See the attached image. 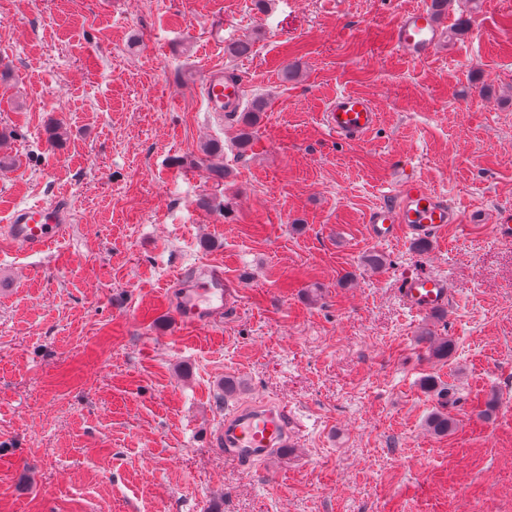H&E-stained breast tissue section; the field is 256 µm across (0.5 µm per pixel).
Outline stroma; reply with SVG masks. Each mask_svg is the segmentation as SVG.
<instances>
[{
	"mask_svg": "<svg viewBox=\"0 0 512 512\" xmlns=\"http://www.w3.org/2000/svg\"><path fill=\"white\" fill-rule=\"evenodd\" d=\"M430 2L0 0V225L70 214L46 255L0 244V512H512V4L450 0L446 51L414 63L393 30ZM212 66L264 103L248 146L208 108ZM343 92L380 114L356 146L322 121ZM400 168L465 222L372 241ZM203 262L238 302L187 327L167 286ZM419 269L449 310L405 308ZM266 401L300 431L246 472L211 436ZM402 300L414 316H423L450 306L452 288L448 279L418 270L404 274L399 282Z\"/></svg>",
	"mask_w": 512,
	"mask_h": 512,
	"instance_id": "35a3bbf8",
	"label": "stroma"
}]
</instances>
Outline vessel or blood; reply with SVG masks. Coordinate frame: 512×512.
Masks as SVG:
<instances>
[{
	"label": "vessel or blood",
	"mask_w": 512,
	"mask_h": 512,
	"mask_svg": "<svg viewBox=\"0 0 512 512\" xmlns=\"http://www.w3.org/2000/svg\"><path fill=\"white\" fill-rule=\"evenodd\" d=\"M443 34L433 14L425 8L403 14L394 31V45L408 59L421 61L440 47ZM203 86L209 106H236L242 86L225 81L221 68L208 69ZM379 114L364 95L342 93L323 114L328 131L337 139L357 145L375 129ZM461 215L446 196L432 191L410 174H403L390 202L369 215L372 238L391 241L399 237L428 240L449 224H457ZM63 210L58 202L40 203L17 210L11 223L0 226L4 236L22 254L47 252L65 233ZM400 295L412 315L423 316L446 307L453 291L447 278L418 270L404 274L399 282ZM234 289L224 284L221 264L192 271L188 284L181 288L174 305L175 316L187 325L214 324L232 308ZM298 423L285 407L254 406L225 416L224 427L215 442L227 462L243 470L263 463L278 450L293 442Z\"/></svg>",
	"instance_id": "vessel-or-blood-1"
}]
</instances>
